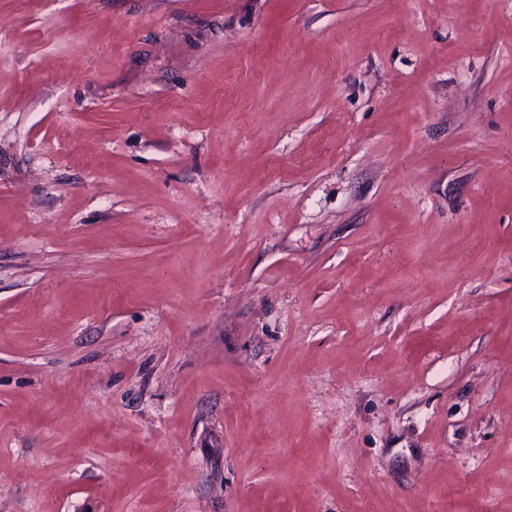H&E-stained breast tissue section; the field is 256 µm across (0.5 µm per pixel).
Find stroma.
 Instances as JSON below:
<instances>
[{
  "label": "stroma",
  "mask_w": 512,
  "mask_h": 512,
  "mask_svg": "<svg viewBox=\"0 0 512 512\" xmlns=\"http://www.w3.org/2000/svg\"><path fill=\"white\" fill-rule=\"evenodd\" d=\"M0 512H512V0H0Z\"/></svg>",
  "instance_id": "1"
}]
</instances>
